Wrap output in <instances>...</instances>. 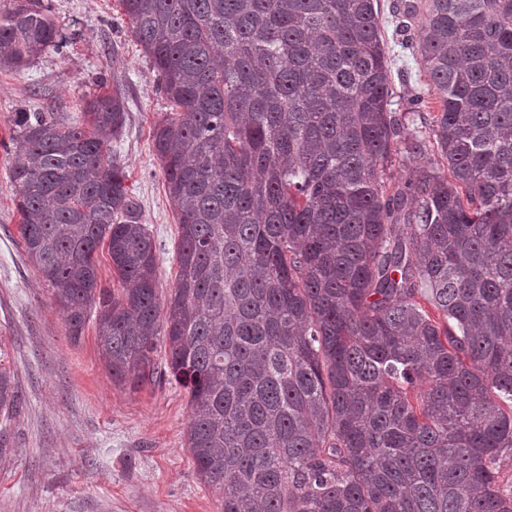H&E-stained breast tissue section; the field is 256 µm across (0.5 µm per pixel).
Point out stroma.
Wrapping results in <instances>:
<instances>
[{
    "instance_id": "obj_1",
    "label": "stroma",
    "mask_w": 512,
    "mask_h": 512,
    "mask_svg": "<svg viewBox=\"0 0 512 512\" xmlns=\"http://www.w3.org/2000/svg\"><path fill=\"white\" fill-rule=\"evenodd\" d=\"M64 41L21 71L0 69V364L22 399L0 457V512H221L185 447L188 397L171 384L165 354L153 379L114 385L94 324L72 343L47 283L28 261L9 178L20 112L73 120L99 87L120 90L127 122L112 144L153 238L160 295L178 271V224L151 141L168 110L119 0H47Z\"/></svg>"
}]
</instances>
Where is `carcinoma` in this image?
Listing matches in <instances>:
<instances>
[{"label": "carcinoma", "instance_id": "1", "mask_svg": "<svg viewBox=\"0 0 512 512\" xmlns=\"http://www.w3.org/2000/svg\"><path fill=\"white\" fill-rule=\"evenodd\" d=\"M119 2L169 103L151 136L178 273L161 297L128 174L106 157L120 92L69 123L17 113L19 234L70 341L97 308L105 366L131 392L162 341L222 512H512V0L400 13L439 99L422 128L392 109L378 0ZM60 39L42 0H12L0 68ZM20 404L0 367V415ZM99 281L103 288H110L112 292H118L120 284L117 277L112 273V264L107 254L106 247L99 248L96 253Z\"/></svg>", "mask_w": 512, "mask_h": 512}]
</instances>
